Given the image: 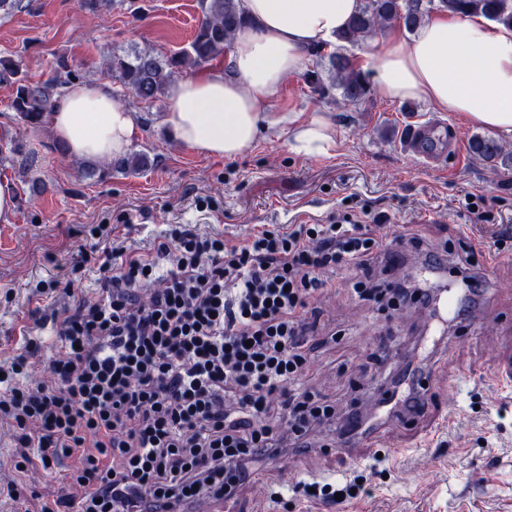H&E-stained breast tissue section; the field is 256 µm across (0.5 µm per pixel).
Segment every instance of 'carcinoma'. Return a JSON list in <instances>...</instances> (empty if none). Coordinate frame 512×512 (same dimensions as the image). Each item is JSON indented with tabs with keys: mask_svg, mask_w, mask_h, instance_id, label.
<instances>
[{
	"mask_svg": "<svg viewBox=\"0 0 512 512\" xmlns=\"http://www.w3.org/2000/svg\"><path fill=\"white\" fill-rule=\"evenodd\" d=\"M241 0H203V14L188 46L170 56H160L151 49L112 55L108 75L120 84L123 99L134 103L153 104L160 100L176 74L190 65L201 67L229 50L235 31L246 18ZM450 15L474 14L512 29V0H361L359 11L337 35V41L357 44L393 24L408 32L416 31L430 13ZM328 75L318 69L306 73L313 92L326 96L337 91L351 104L364 102L371 90L352 60L339 50L326 54ZM55 75L43 82L31 81L20 65L10 58H0V85L11 89L10 107L24 124L35 127L44 123L65 86L83 79L81 71L63 57L55 60ZM471 152L491 167L512 165V152L489 137L476 135ZM153 164L145 152L130 153L107 162L92 173L109 176L114 171L137 173Z\"/></svg>",
	"mask_w": 512,
	"mask_h": 512,
	"instance_id": "cac0c4a2",
	"label": "carcinoma"
}]
</instances>
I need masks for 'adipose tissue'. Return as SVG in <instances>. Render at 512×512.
<instances>
[{
    "instance_id": "adipose-tissue-1",
    "label": "adipose tissue",
    "mask_w": 512,
    "mask_h": 512,
    "mask_svg": "<svg viewBox=\"0 0 512 512\" xmlns=\"http://www.w3.org/2000/svg\"><path fill=\"white\" fill-rule=\"evenodd\" d=\"M360 0H241L248 21L233 36L225 72L178 79L162 123L171 139L205 157L233 160L270 129H286L291 152L329 156L336 131L322 115L272 112L268 105L305 52L335 41ZM377 87L394 101L424 100L495 133H512V29L480 16L434 18L411 39L391 30L371 58ZM68 160L97 164L124 157L137 112L96 82L74 83L47 117Z\"/></svg>"
}]
</instances>
